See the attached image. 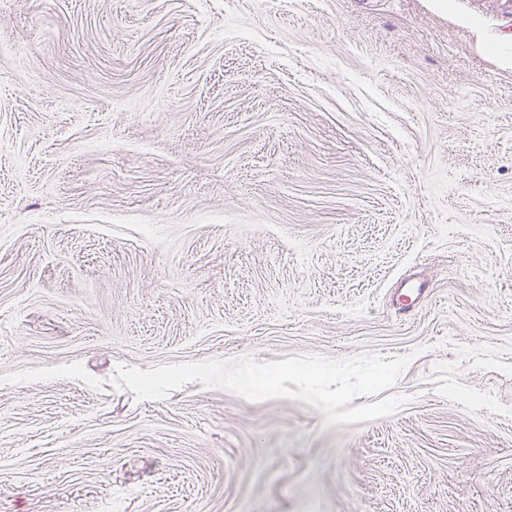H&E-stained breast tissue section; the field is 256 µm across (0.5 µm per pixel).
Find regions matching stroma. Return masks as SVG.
Returning a JSON list of instances; mask_svg holds the SVG:
<instances>
[{
  "label": "stroma",
  "mask_w": 512,
  "mask_h": 512,
  "mask_svg": "<svg viewBox=\"0 0 512 512\" xmlns=\"http://www.w3.org/2000/svg\"><path fill=\"white\" fill-rule=\"evenodd\" d=\"M1 44L0 512H512V0H0ZM307 353L407 405L113 383Z\"/></svg>",
  "instance_id": "1"
}]
</instances>
